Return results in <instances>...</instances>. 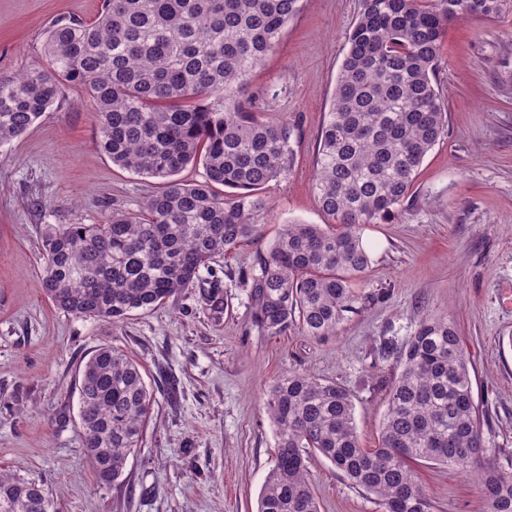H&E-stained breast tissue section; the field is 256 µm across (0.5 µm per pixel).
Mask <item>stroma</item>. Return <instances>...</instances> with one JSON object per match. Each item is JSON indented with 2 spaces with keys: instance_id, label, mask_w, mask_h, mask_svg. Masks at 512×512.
<instances>
[{
  "instance_id": "stroma-1",
  "label": "stroma",
  "mask_w": 512,
  "mask_h": 512,
  "mask_svg": "<svg viewBox=\"0 0 512 512\" xmlns=\"http://www.w3.org/2000/svg\"><path fill=\"white\" fill-rule=\"evenodd\" d=\"M102 0H0V80L44 61L48 26L92 21ZM357 0H301L276 49L247 77L245 106L294 125L287 176L263 191L258 231L213 257L193 287L116 322L57 310L42 287V241L53 228L136 211L158 179L114 166L96 146L82 86L34 127L0 146V470L52 491L56 512H256L273 466L269 387L299 371L343 385L363 447H377L397 353L427 316L463 338L489 457L512 473V13L449 23L439 78L446 132L425 157L394 216L362 230L371 263L357 287L371 301L335 335L252 322L245 274L283 225L321 224L312 190L316 143L356 17ZM223 290L224 307L207 297ZM109 346L140 366L152 395L141 448L122 476L99 485L77 424L80 369ZM321 512H379L322 456L309 463ZM433 512H486L475 474L423 465Z\"/></svg>"
}]
</instances>
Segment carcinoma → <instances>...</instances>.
<instances>
[{"label": "carcinoma", "instance_id": "carcinoma-1", "mask_svg": "<svg viewBox=\"0 0 512 512\" xmlns=\"http://www.w3.org/2000/svg\"><path fill=\"white\" fill-rule=\"evenodd\" d=\"M300 0H103L96 20L57 18L46 63L0 80V145L29 130L66 83L84 87L97 145L112 164L162 181L137 212L45 235L47 297L60 311L102 321L156 306L191 287L215 254L256 231L262 190L293 163V128L240 104L246 77L277 45ZM512 12V0H357V18L316 146L312 187L325 224H287L249 282L255 325L336 333L366 298L354 282L370 256L365 224L392 216L445 132L438 84L451 22ZM200 163L203 180L178 173ZM219 184L236 190L226 197ZM376 448L361 446L351 393L290 372L269 388L277 453L256 512H320L309 460L326 458L380 512H432L414 469L475 473L488 512H512V475L487 455L471 361L457 327L426 317L399 350ZM150 395L139 366L110 347L81 369V439L101 485L141 447ZM44 484L0 471V512H50Z\"/></svg>", "mask_w": 512, "mask_h": 512}]
</instances>
